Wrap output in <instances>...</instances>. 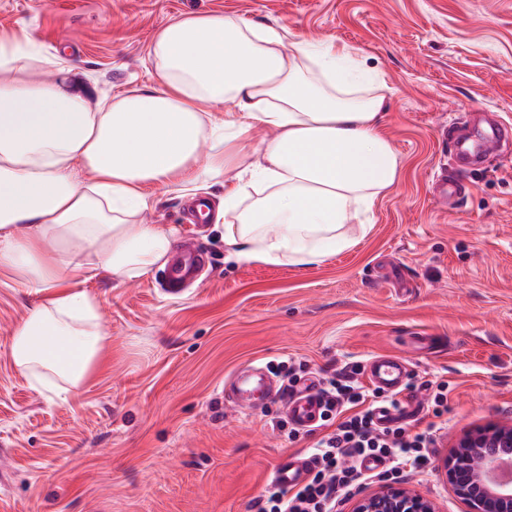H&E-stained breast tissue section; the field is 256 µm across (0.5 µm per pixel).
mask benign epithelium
I'll list each match as a JSON object with an SVG mask.
<instances>
[{"mask_svg":"<svg viewBox=\"0 0 512 512\" xmlns=\"http://www.w3.org/2000/svg\"><path fill=\"white\" fill-rule=\"evenodd\" d=\"M502 448H512V425L490 422L460 435L442 462L448 483L470 512H512V479L492 478ZM353 512H435V507L403 486L386 484L359 497Z\"/></svg>","mask_w":512,"mask_h":512,"instance_id":"obj_1","label":"benign epithelium"}]
</instances>
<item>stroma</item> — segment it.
<instances>
[{"label":"stroma","mask_w":512,"mask_h":512,"mask_svg":"<svg viewBox=\"0 0 512 512\" xmlns=\"http://www.w3.org/2000/svg\"><path fill=\"white\" fill-rule=\"evenodd\" d=\"M224 12L353 48L388 87L384 131L402 175L372 210V230L318 266L228 259L223 226L180 221L183 197L150 191L140 224L193 235L210 263L168 295L160 270L73 285L102 305L107 334L92 377L67 402L34 388L10 340L37 300L0 271V512H250L281 457L307 453L323 427L289 437L279 401L245 414L224 404V379L251 363H293L325 379L381 355L406 360L400 402L433 422L428 381L448 409L426 466L403 486L437 512H469L440 468L455 439L512 423V149L472 171L448 209L431 175L451 162L438 126L456 107L512 124V0H0V36L63 51L79 78L112 97L157 86L148 49L168 22Z\"/></svg>","instance_id":"obj_1"}]
</instances>
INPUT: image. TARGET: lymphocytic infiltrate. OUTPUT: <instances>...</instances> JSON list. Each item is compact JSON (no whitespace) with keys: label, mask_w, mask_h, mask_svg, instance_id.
<instances>
[{"label":"lymphocytic infiltrate","mask_w":512,"mask_h":512,"mask_svg":"<svg viewBox=\"0 0 512 512\" xmlns=\"http://www.w3.org/2000/svg\"><path fill=\"white\" fill-rule=\"evenodd\" d=\"M324 420L335 421L333 430L316 442L312 454L316 468L298 486H274L251 503L252 512H336L343 493L359 488L372 478L396 480L405 468L422 467L432 443L431 429L413 431L404 426L382 427L368 401L370 393L343 367L325 381ZM386 461L378 473L364 471L361 461Z\"/></svg>","instance_id":"lymphocytic-infiltrate-1"}]
</instances>
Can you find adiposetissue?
<instances>
[{"label":"adipose tissue","instance_id":"1","mask_svg":"<svg viewBox=\"0 0 512 512\" xmlns=\"http://www.w3.org/2000/svg\"><path fill=\"white\" fill-rule=\"evenodd\" d=\"M149 55L158 87L94 104L64 58L0 39V269L42 297L10 356L62 401L106 343L99 302L68 281L100 270L124 283L170 258L174 228L135 221L146 187L192 194L236 167L224 188L230 254L308 268L367 235L362 216L401 176L381 131L385 82L354 50L200 13L161 28ZM227 101L232 110L214 119L211 107ZM256 125L275 138L253 146Z\"/></svg>","mask_w":512,"mask_h":512}]
</instances>
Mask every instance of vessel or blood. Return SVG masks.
<instances>
[{
  "label": "vessel or blood",
  "mask_w": 512,
  "mask_h": 512,
  "mask_svg": "<svg viewBox=\"0 0 512 512\" xmlns=\"http://www.w3.org/2000/svg\"><path fill=\"white\" fill-rule=\"evenodd\" d=\"M507 134V129L493 120L477 126L471 139L456 143V173L451 175L440 169L432 175L440 204H447L448 200L461 195V173L479 154L497 151ZM205 264L206 259L200 250L186 246L169 265L166 273L168 290L178 293L184 284L198 277ZM406 372L405 365L391 356L371 358L364 370L368 385L390 396L403 392ZM268 380V370L259 364L235 372L232 385L224 391L225 404L236 410H255L261 402L277 399L284 401L288 420L295 428L307 430L318 422L325 405L320 379L312 378L290 388L270 386ZM313 466L312 456L291 454L275 465L272 478L279 485L297 486L308 478Z\"/></svg>",
  "instance_id": "vessel-or-blood-1"
}]
</instances>
